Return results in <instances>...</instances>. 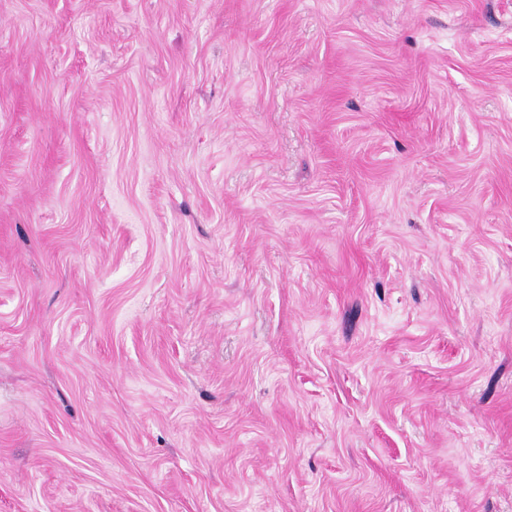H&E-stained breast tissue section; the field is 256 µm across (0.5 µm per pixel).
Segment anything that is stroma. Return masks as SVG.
Segmentation results:
<instances>
[{
  "label": "stroma",
  "instance_id": "1",
  "mask_svg": "<svg viewBox=\"0 0 512 512\" xmlns=\"http://www.w3.org/2000/svg\"><path fill=\"white\" fill-rule=\"evenodd\" d=\"M0 512H512V0H0Z\"/></svg>",
  "mask_w": 512,
  "mask_h": 512
}]
</instances>
